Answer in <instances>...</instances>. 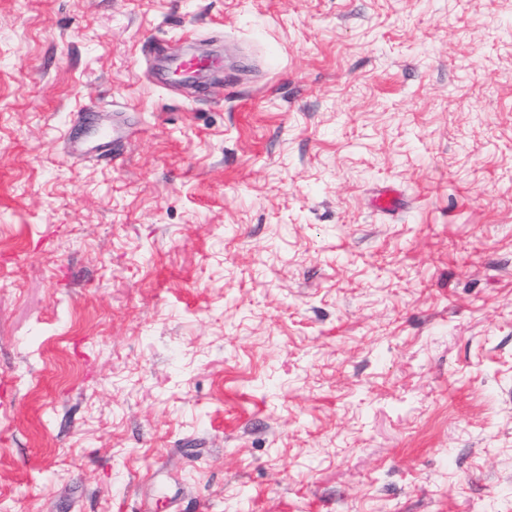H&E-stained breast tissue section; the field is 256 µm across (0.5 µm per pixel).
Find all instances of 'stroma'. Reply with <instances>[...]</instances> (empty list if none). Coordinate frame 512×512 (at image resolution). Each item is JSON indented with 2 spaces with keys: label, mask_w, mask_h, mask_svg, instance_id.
Masks as SVG:
<instances>
[{
  "label": "stroma",
  "mask_w": 512,
  "mask_h": 512,
  "mask_svg": "<svg viewBox=\"0 0 512 512\" xmlns=\"http://www.w3.org/2000/svg\"><path fill=\"white\" fill-rule=\"evenodd\" d=\"M199 500L512 512V0H0V512Z\"/></svg>",
  "instance_id": "1"
}]
</instances>
